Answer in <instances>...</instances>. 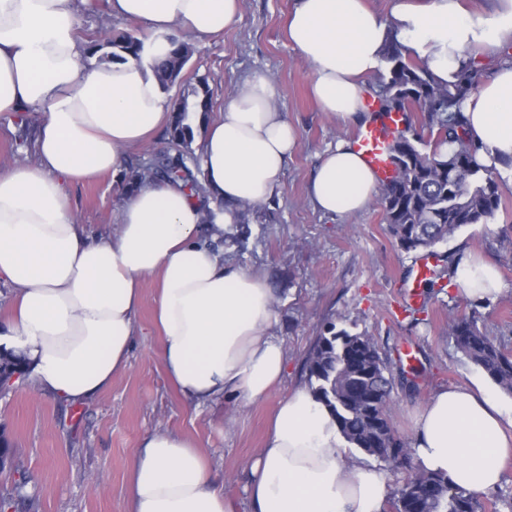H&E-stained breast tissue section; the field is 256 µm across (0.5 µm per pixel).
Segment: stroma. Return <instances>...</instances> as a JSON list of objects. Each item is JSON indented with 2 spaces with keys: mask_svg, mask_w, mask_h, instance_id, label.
<instances>
[{
  "mask_svg": "<svg viewBox=\"0 0 512 512\" xmlns=\"http://www.w3.org/2000/svg\"><path fill=\"white\" fill-rule=\"evenodd\" d=\"M295 0H241L240 19L224 34L193 42L180 82L167 91L177 100L185 84L206 82L214 112L247 79L263 75L276 88V104L299 134V146L281 176L282 191L257 206L245 247L224 242L226 261L265 276L277 299L273 333L282 341L288 368L266 398H233L195 407L168 384L152 318L155 285L143 284L137 334L125 370L101 393L64 404L41 393L29 379L17 380L0 397L5 426L24 472L28 502L17 512H126L128 472L144 438L173 432L201 443L213 474L239 512H249L250 463L263 448L269 419L288 392L306 385V361L327 323L374 336L397 372L407 371L399 353L411 346L418 358L413 385L394 391L393 426L411 440L417 413L439 388L469 383L478 368L444 332L449 311L476 313L487 330L512 352V167L498 169L507 190L488 226L469 225L436 246L437 269L464 251L494 261L502 290L484 303L455 288L431 290L419 311L400 319L394 310L415 277L417 253L401 250L376 205L355 215L315 209L308 185L320 160L336 142L353 138L355 126L323 112L311 96L313 69L291 45L287 25ZM112 26L141 33L131 20L113 21L107 0H92L75 20L78 38ZM23 129L17 117L0 114V171L33 163L32 146L17 147ZM74 215L93 233L110 231L123 203L120 180L109 177L70 187Z\"/></svg>",
  "mask_w": 512,
  "mask_h": 512,
  "instance_id": "obj_1",
  "label": "stroma"
}]
</instances>
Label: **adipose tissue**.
<instances>
[{
	"label": "adipose tissue",
	"mask_w": 512,
	"mask_h": 512,
	"mask_svg": "<svg viewBox=\"0 0 512 512\" xmlns=\"http://www.w3.org/2000/svg\"><path fill=\"white\" fill-rule=\"evenodd\" d=\"M114 19L141 23L139 57L84 69L76 15L91 0H0V113L36 110L34 164L0 172V284L14 289L0 348L21 353L36 386L66 402L96 395L124 370L142 304L154 281V324L163 372L202 406L267 397L287 370L272 333L275 298L266 278L225 262L211 241L238 220L241 203L281 189L299 144L264 76L248 80L205 123L199 142L205 200L151 179L127 193L118 228L92 235L77 224L67 188L121 176L130 152L168 126L169 101L153 62L181 31L203 41L240 19V0H108ZM447 80L461 63L512 43V0L472 13L463 0H393L384 20L364 0H296L288 39L313 68V95L344 123L369 122L365 78L389 39ZM479 160L512 162V62L494 67L464 103ZM377 177L338 141L323 155L309 195L326 214H356ZM460 295L500 291L495 265L471 255L455 268ZM193 439L152 433L129 472L128 512H236ZM329 408L300 387L281 400L252 461L251 512H384L392 484L353 461ZM418 465L475 493L493 489L512 458V400L474 379L437 390L414 423Z\"/></svg>",
	"instance_id": "ef3b65f1"
}]
</instances>
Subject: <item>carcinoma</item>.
<instances>
[{
    "instance_id": "cac0c4a2",
    "label": "carcinoma",
    "mask_w": 512,
    "mask_h": 512,
    "mask_svg": "<svg viewBox=\"0 0 512 512\" xmlns=\"http://www.w3.org/2000/svg\"><path fill=\"white\" fill-rule=\"evenodd\" d=\"M172 49L154 64L162 88L176 83L192 50L188 42L169 39ZM91 50L103 52L104 60L139 57L142 41L131 33L101 30L90 37ZM383 60L387 74L378 82L380 111L422 116L421 132L400 131L393 141L392 159L407 155L400 179L383 184L375 203L383 211L388 231L406 252L433 254V248L456 231L471 224H487L498 211L506 186L494 168L477 159L479 147L469 136L462 103L478 91L481 67L467 64L444 83L428 68L406 59L393 40ZM196 112L207 120L210 91L200 84L183 93L172 110L169 127L172 154L160 156L146 167L138 166L122 177L132 189L150 178H167L183 184L194 196L204 193L199 180L200 158L190 149L194 130L188 122ZM476 315L448 311V337L455 347L479 366L503 392L512 395V355L478 325ZM308 385L341 428L346 441L366 455L388 464L409 457L407 443L392 421L394 377L389 358L374 338L336 329L334 323L318 336L310 351ZM27 480L19 474L12 491L0 499L3 508L28 499ZM392 512H485L479 496L448 483L442 476L413 467L391 502Z\"/></svg>"
}]
</instances>
